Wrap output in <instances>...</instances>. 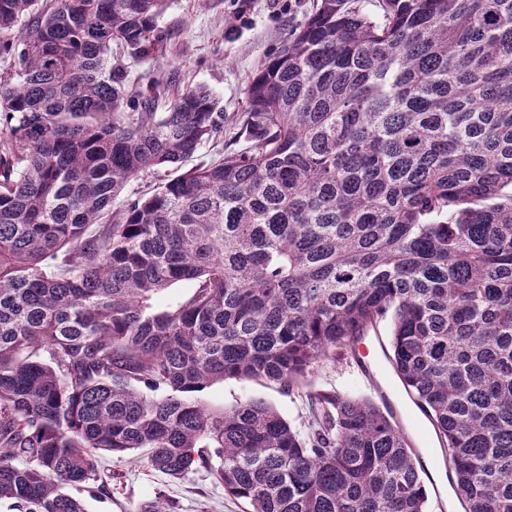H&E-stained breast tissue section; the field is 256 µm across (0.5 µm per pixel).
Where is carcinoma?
I'll return each instance as SVG.
<instances>
[{"instance_id":"cac0c4a2","label":"carcinoma","mask_w":512,"mask_h":512,"mask_svg":"<svg viewBox=\"0 0 512 512\" xmlns=\"http://www.w3.org/2000/svg\"><path fill=\"white\" fill-rule=\"evenodd\" d=\"M166 2L0 0V501L87 512L65 489L145 448L249 512H433L368 398L310 391L302 431L197 397L298 390L385 321L465 512H512V0H316L227 129L207 87L155 112L112 63L163 53ZM193 291V283L190 281H181L173 284L166 289L156 300L158 309H165L178 301L182 300Z\"/></svg>"}]
</instances>
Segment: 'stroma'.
I'll return each mask as SVG.
<instances>
[{"label":"stroma","mask_w":512,"mask_h":512,"mask_svg":"<svg viewBox=\"0 0 512 512\" xmlns=\"http://www.w3.org/2000/svg\"><path fill=\"white\" fill-rule=\"evenodd\" d=\"M312 0H170L159 19L167 34L161 56L124 58L129 86H146L149 79L174 74L162 87L156 111H166L173 97L186 86L202 84L217 96L225 118L242 111L247 87L261 63L280 47L291 28L309 9ZM314 386L373 401L387 398L399 406L398 419L413 440V448L429 467L443 468L439 441L429 422L420 421L379 350H371L364 366L326 359L309 375ZM201 400L214 409L261 399L272 404L293 426L305 428L306 400L282 391L268 381L228 378L205 389ZM108 476L105 493L87 498V512H139L141 504L165 492L175 512H244L243 502L224 493L206 473L172 480L152 470L146 451L129 458L103 457L99 465Z\"/></svg>","instance_id":"1"}]
</instances>
